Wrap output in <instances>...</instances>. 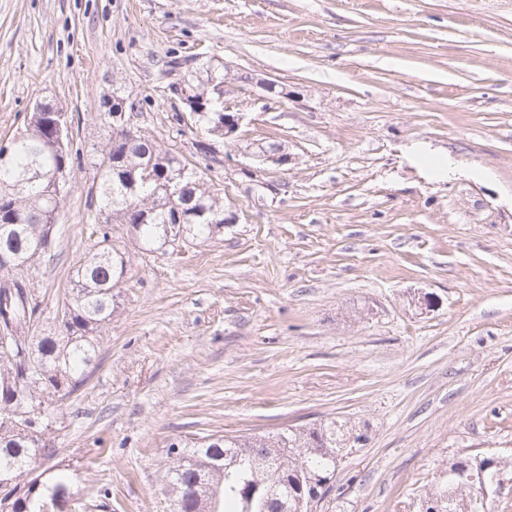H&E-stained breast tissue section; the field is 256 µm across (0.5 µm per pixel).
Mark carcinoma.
<instances>
[{
    "label": "carcinoma",
    "mask_w": 512,
    "mask_h": 512,
    "mask_svg": "<svg viewBox=\"0 0 512 512\" xmlns=\"http://www.w3.org/2000/svg\"><path fill=\"white\" fill-rule=\"evenodd\" d=\"M190 80L211 88L217 111L206 113L202 124L210 136L224 137L223 71L216 67L212 78ZM0 149L8 152L0 161V334L12 337L8 349L0 347V512H77L82 504L72 489L75 474L45 464L57 452L51 434L58 404L87 382L99 360L101 330L112 323L115 288L129 279L128 257L112 244V234L123 227L134 231L147 252L174 253L175 241L187 249L224 229V197L180 154L112 133L91 162L101 199L98 216L87 225L95 244L73 266L54 333L36 336L41 302L33 278L55 256V214L63 195L54 185L72 150L60 154L47 112L30 113L25 132ZM148 165L155 177L146 180ZM181 167L187 169L182 192L172 199L163 173ZM178 206L195 215L175 223ZM342 449L334 421L261 437L208 434L189 447L169 446L162 490L182 512H194L200 502L208 512H307L301 500L324 498L328 488L321 483L333 478ZM470 461L449 462L440 489L425 495L442 499L440 512H483L485 488L509 464L490 457L481 473Z\"/></svg>",
    "instance_id": "1"
}]
</instances>
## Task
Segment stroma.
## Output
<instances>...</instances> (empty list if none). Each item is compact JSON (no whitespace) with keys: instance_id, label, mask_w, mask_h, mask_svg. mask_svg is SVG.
Returning a JSON list of instances; mask_svg holds the SVG:
<instances>
[{"instance_id":"stroma-1","label":"stroma","mask_w":512,"mask_h":512,"mask_svg":"<svg viewBox=\"0 0 512 512\" xmlns=\"http://www.w3.org/2000/svg\"><path fill=\"white\" fill-rule=\"evenodd\" d=\"M209 62L240 143L287 164L197 154L176 88ZM116 92L233 221L180 255L114 239L131 281L55 434L88 512H170L167 448L207 434L336 421L352 451L317 512H419L448 459L512 456V0H0V140L43 103L80 150L42 334L91 245ZM242 154L265 162H271L277 165H284L288 162V154L285 153L282 145H269L263 142L252 143Z\"/></svg>"}]
</instances>
